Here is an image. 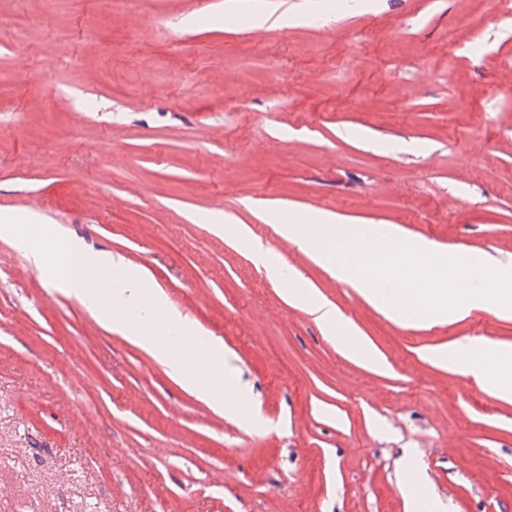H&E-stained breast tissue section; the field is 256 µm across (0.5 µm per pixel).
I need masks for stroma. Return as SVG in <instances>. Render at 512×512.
<instances>
[{
  "label": "stroma",
  "instance_id": "stroma-1",
  "mask_svg": "<svg viewBox=\"0 0 512 512\" xmlns=\"http://www.w3.org/2000/svg\"><path fill=\"white\" fill-rule=\"evenodd\" d=\"M0 0V215L145 268L222 345L218 413L0 228V512H512V402L434 364L512 318L400 325L264 221L323 210L512 257L503 0ZM221 216L228 234L212 231ZM260 240L383 365L348 358ZM250 252L252 260L264 270L269 280L288 287L283 290L289 304L303 307L329 336H335L338 331L344 333L345 346L351 349L350 355L360 356L369 362L377 361L366 340L356 334L351 323L335 306L321 298L313 289L306 287L301 280L288 274L283 265L273 259L269 250L260 242H253Z\"/></svg>",
  "mask_w": 512,
  "mask_h": 512
}]
</instances>
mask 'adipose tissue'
I'll return each instance as SVG.
<instances>
[{"label":"adipose tissue","mask_w":512,"mask_h":512,"mask_svg":"<svg viewBox=\"0 0 512 512\" xmlns=\"http://www.w3.org/2000/svg\"><path fill=\"white\" fill-rule=\"evenodd\" d=\"M63 256L68 257L71 265L84 270L93 267H110L120 270L122 286L112 295L113 301L131 307L142 305L165 311L166 328L172 335L178 336L189 332L190 327L180 315L168 311L162 293L151 286L148 272L140 267L125 265L123 259L108 253L99 257H90L82 238L74 235L61 238L59 242ZM251 257L261 267L267 278L275 283L285 285V294L289 304L303 307L312 315L328 335L344 333L345 346L352 354L375 361L376 355L363 337L357 335L351 323L329 302L321 298L313 289L308 288L295 276L288 274L283 265L272 258L268 249L260 242L251 245ZM151 349L157 359L170 368L181 386L197 394L198 398L216 411H224V393L216 386L203 387L190 373L184 361L173 360L170 350L162 343L152 344ZM429 357L437 365L453 370H465L477 387L496 397L512 402V345L498 343L457 342L451 347L431 349Z\"/></svg>","instance_id":"obj_1"}]
</instances>
